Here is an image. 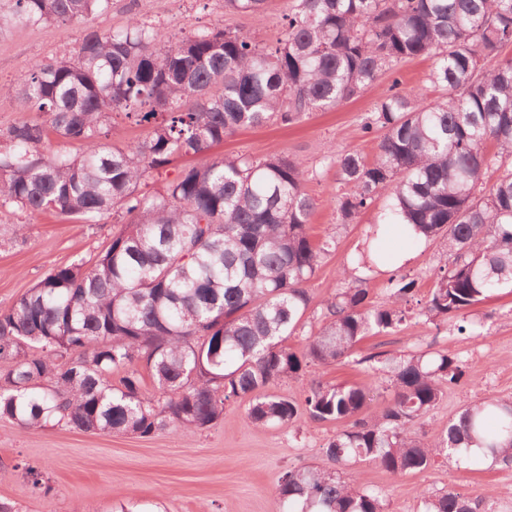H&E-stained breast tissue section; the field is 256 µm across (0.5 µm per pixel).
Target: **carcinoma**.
I'll return each instance as SVG.
<instances>
[{"mask_svg": "<svg viewBox=\"0 0 512 512\" xmlns=\"http://www.w3.org/2000/svg\"><path fill=\"white\" fill-rule=\"evenodd\" d=\"M12 2L0 26L89 29L71 53L33 64L15 89L44 119L0 134V208L97 224L119 206L129 221L91 265L58 266L0 310V360L8 363L0 418L28 431L56 425L149 437L202 430L239 399L258 427L289 428L301 410L344 423L325 447L339 465L406 474L442 455L512 464L511 397L468 405L433 440L413 429L464 375L462 361L446 353L359 359L390 381L391 400L371 415L374 381H314L301 401L272 392L310 365L350 357L365 336L401 327L409 314L401 302L415 282L402 278L388 300L372 303L367 279L344 268L317 330L293 349L312 301L306 285L336 238L310 234L316 202L302 161L211 154L241 129L292 124L398 73L402 62L429 58L428 81L446 96L426 103L392 92L363 123L375 152L331 151L324 163L351 187L339 200L340 223H353L385 193L374 239L393 229L412 242L441 241L421 315L438 331L451 322L460 335L477 334L465 311L512 293V57L503 54L512 45V0H293L270 48L222 28L171 41L136 18L119 30L91 26L110 0ZM267 4L224 0L255 18ZM115 112L148 127L146 136L109 142ZM55 140L81 152L53 150ZM175 157L191 163L163 192L136 194ZM385 261L378 245L352 264ZM277 492L281 512H386L381 491L324 468L285 470ZM421 506L481 512L480 500L452 489L423 495Z\"/></svg>", "mask_w": 512, "mask_h": 512, "instance_id": "carcinoma-1", "label": "carcinoma"}]
</instances>
